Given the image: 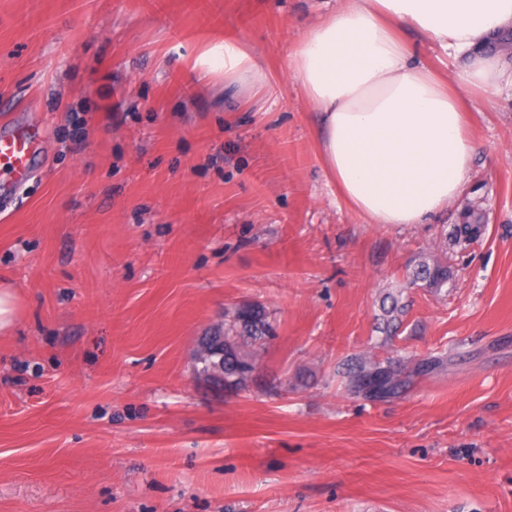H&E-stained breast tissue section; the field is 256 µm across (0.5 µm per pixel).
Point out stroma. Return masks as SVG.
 Instances as JSON below:
<instances>
[{"label": "stroma", "mask_w": 512, "mask_h": 512, "mask_svg": "<svg viewBox=\"0 0 512 512\" xmlns=\"http://www.w3.org/2000/svg\"><path fill=\"white\" fill-rule=\"evenodd\" d=\"M323 0H0V131L38 126L0 202V512H512V88L466 95L483 241L340 197L288 57ZM234 35L271 91L194 63ZM446 251V291L412 287ZM405 310L377 330L386 295ZM244 303L276 327L250 386L197 372ZM399 352V395L345 365ZM17 315V300L11 288L0 284V333H7Z\"/></svg>", "instance_id": "stroma-1"}]
</instances>
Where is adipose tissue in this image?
<instances>
[{"instance_id": "1", "label": "adipose tissue", "mask_w": 512, "mask_h": 512, "mask_svg": "<svg viewBox=\"0 0 512 512\" xmlns=\"http://www.w3.org/2000/svg\"><path fill=\"white\" fill-rule=\"evenodd\" d=\"M288 59L320 113V153L345 202L374 224H423L458 199L474 144L463 90L512 84V69L484 51L512 28V0H326ZM412 29L466 68L438 78L400 36ZM228 83L263 84L259 55L225 39L196 61Z\"/></svg>"}]
</instances>
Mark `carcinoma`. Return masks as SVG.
<instances>
[{"label": "carcinoma", "mask_w": 512, "mask_h": 512, "mask_svg": "<svg viewBox=\"0 0 512 512\" xmlns=\"http://www.w3.org/2000/svg\"><path fill=\"white\" fill-rule=\"evenodd\" d=\"M487 216L481 206L465 205L459 213V221L453 225L451 239L463 246L480 241L485 235ZM452 280L448 259L431 257L414 269L411 283L439 293ZM275 333L269 313L257 304H243L224 320V347H212L209 356L201 361L202 372L213 366L224 368V379L215 383L231 390L248 386L259 363L264 343ZM401 360L393 356L382 360L360 357L347 365V385L359 395L371 391L376 394L397 395L405 387L400 370Z\"/></svg>", "instance_id": "obj_1"}]
</instances>
